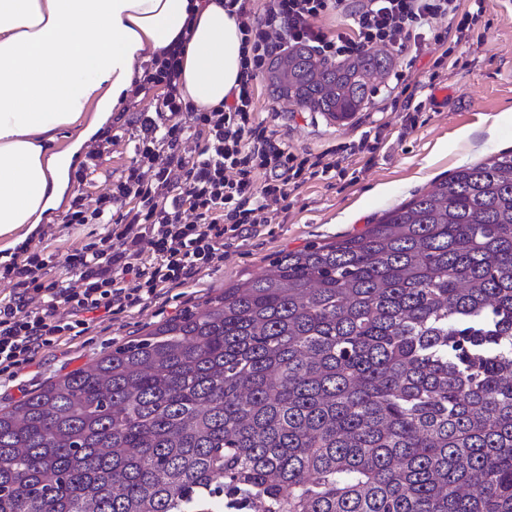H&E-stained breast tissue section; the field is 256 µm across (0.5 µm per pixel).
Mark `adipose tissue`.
Here are the masks:
<instances>
[{
    "mask_svg": "<svg viewBox=\"0 0 512 512\" xmlns=\"http://www.w3.org/2000/svg\"><path fill=\"white\" fill-rule=\"evenodd\" d=\"M176 40L184 99L220 106L241 69L224 0H0L1 242L59 207L74 156L130 97L141 62Z\"/></svg>",
    "mask_w": 512,
    "mask_h": 512,
    "instance_id": "ef3b65f1",
    "label": "adipose tissue"
}]
</instances>
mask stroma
<instances>
[{"label": "stroma", "instance_id": "stroma-1", "mask_svg": "<svg viewBox=\"0 0 512 512\" xmlns=\"http://www.w3.org/2000/svg\"><path fill=\"white\" fill-rule=\"evenodd\" d=\"M476 27L483 35L481 42L455 50L457 64L444 70L435 82L436 87L447 89V103L439 109L425 103L417 128L408 133L400 130L387 82H379L369 100L349 119L334 122L325 113L280 96L269 78H262L256 101L258 116L268 119L292 149L320 152L380 124L387 127L386 142L372 162L350 157V166L359 171L353 183L314 181L295 191L288 210L275 212L271 223L229 241L219 267L166 290L145 309L105 317L84 335L66 336L39 350L17 378L0 379V408L16 404L171 317L204 308L210 296L265 270L279 252L361 233L385 211L428 191L434 181L458 167L511 150L512 0H487ZM132 148L131 130L122 129L83 185L87 199L107 191L113 178L130 164ZM66 213V208H59L51 221L42 224L40 232L30 236V248L61 255L102 233L99 224L65 226Z\"/></svg>", "mask_w": 512, "mask_h": 512}]
</instances>
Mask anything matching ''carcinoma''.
I'll list each match as a JSON object with an SVG mask.
<instances>
[{
  "label": "carcinoma",
  "instance_id": "cac0c4a2",
  "mask_svg": "<svg viewBox=\"0 0 512 512\" xmlns=\"http://www.w3.org/2000/svg\"><path fill=\"white\" fill-rule=\"evenodd\" d=\"M286 65L345 120L392 58ZM0 512H512V150L0 409Z\"/></svg>",
  "mask_w": 512,
  "mask_h": 512
}]
</instances>
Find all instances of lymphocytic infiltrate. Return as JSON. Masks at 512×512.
<instances>
[{
  "label": "lymphocytic infiltrate",
  "instance_id": "obj_1",
  "mask_svg": "<svg viewBox=\"0 0 512 512\" xmlns=\"http://www.w3.org/2000/svg\"><path fill=\"white\" fill-rule=\"evenodd\" d=\"M224 0L242 35L241 71L230 101L199 109L180 91L181 43L155 55L135 81L124 126L133 128V157L94 204L76 195L65 224H100L103 236L63 256L18 248L0 263V279L13 288L0 298V376L16 377L36 352L89 329L97 313L143 309L167 288L188 283L221 265L229 240L269 223V202H287L312 180L347 178L341 157L374 153L382 128L338 145L340 159L292 150L255 112L258 78L290 49L316 51L340 63L371 46L402 54L404 67L391 88L401 101L400 125L415 129L423 82L410 70L427 42L469 44L485 0ZM331 16L345 17L341 27ZM149 97L153 108L139 101ZM196 140L195 151L185 149ZM263 182H255V175ZM61 277L49 279L51 269Z\"/></svg>",
  "mask_w": 512,
  "mask_h": 512
}]
</instances>
